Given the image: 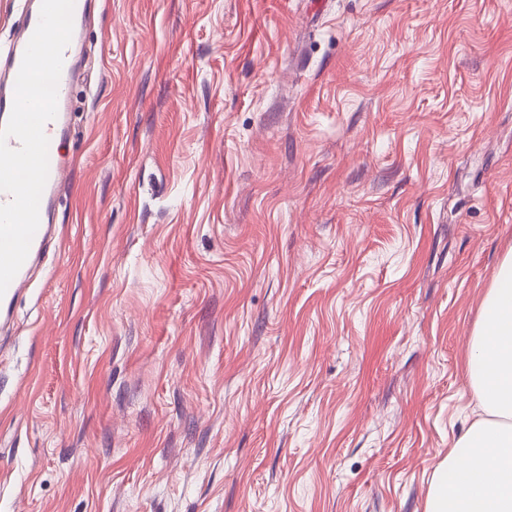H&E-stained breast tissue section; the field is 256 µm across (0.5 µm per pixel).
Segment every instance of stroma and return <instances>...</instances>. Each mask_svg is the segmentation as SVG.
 Masks as SVG:
<instances>
[{
	"label": "stroma",
	"mask_w": 512,
	"mask_h": 512,
	"mask_svg": "<svg viewBox=\"0 0 512 512\" xmlns=\"http://www.w3.org/2000/svg\"><path fill=\"white\" fill-rule=\"evenodd\" d=\"M0 344V512H425L512 248V0H98ZM49 139L48 147V160L49 172L46 185L42 193V199L39 206V227L32 239L28 256L23 263L22 267L13 278L8 288L6 289L2 298H0V306L9 311L12 303L23 295L29 288L28 266L35 257H38L45 246L48 236V227L45 222V217L55 201L56 189L62 184V176L64 167L59 163L57 146L55 139Z\"/></svg>",
	"instance_id": "35a3bbf8"
}]
</instances>
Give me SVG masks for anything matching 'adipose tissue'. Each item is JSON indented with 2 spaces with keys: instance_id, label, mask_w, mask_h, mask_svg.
<instances>
[{
  "instance_id": "ef3b65f1",
  "label": "adipose tissue",
  "mask_w": 512,
  "mask_h": 512,
  "mask_svg": "<svg viewBox=\"0 0 512 512\" xmlns=\"http://www.w3.org/2000/svg\"><path fill=\"white\" fill-rule=\"evenodd\" d=\"M468 373L478 414L439 463L426 512H512V250L485 292Z\"/></svg>"
}]
</instances>
